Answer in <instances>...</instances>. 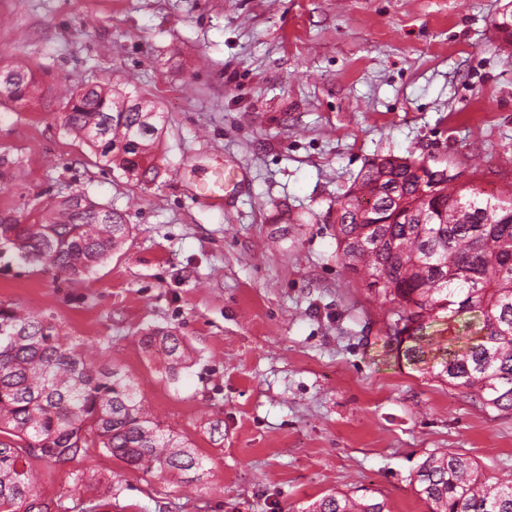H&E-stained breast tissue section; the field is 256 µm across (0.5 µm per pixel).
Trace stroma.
Here are the masks:
<instances>
[{"label":"stroma","instance_id":"stroma-1","mask_svg":"<svg viewBox=\"0 0 512 512\" xmlns=\"http://www.w3.org/2000/svg\"><path fill=\"white\" fill-rule=\"evenodd\" d=\"M512 0H0V64L47 91L0 100V218L33 222L79 193L130 233L90 274L0 262V302L54 318L134 382L204 460L160 479L94 450L35 462L67 512H299L343 492L429 512L413 479L433 453L512 479V411L410 365L392 303L336 257V202L374 160L409 157L512 192ZM132 85L164 116L159 175L96 164L62 125L60 88ZM239 173L223 205L215 170ZM191 356L175 379L139 338ZM87 479L74 485L72 474ZM142 347L152 355H159L164 363L165 373L176 377L189 360L187 347L182 336L164 328L149 329L140 338Z\"/></svg>","mask_w":512,"mask_h":512}]
</instances>
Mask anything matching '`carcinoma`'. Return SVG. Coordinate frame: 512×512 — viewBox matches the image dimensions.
Here are the masks:
<instances>
[{"mask_svg": "<svg viewBox=\"0 0 512 512\" xmlns=\"http://www.w3.org/2000/svg\"><path fill=\"white\" fill-rule=\"evenodd\" d=\"M0 76V98L30 104L38 89L24 67ZM162 115L129 92L77 85L64 103V126L94 150L96 163L137 182L158 175L155 148ZM428 167L387 157L359 173L336 201L337 256L367 287L397 304L408 345L404 357L424 364L448 386L476 393L483 405L512 411V198L451 186L442 178L424 189ZM379 207L389 224H368L362 206ZM129 225L114 212L66 199L37 224L0 221V257L81 277L106 261L126 239ZM444 326L440 335L428 332ZM0 512L26 502L50 506L32 471L33 461L68 464L92 448L157 477L202 469L179 435L145 412L121 370L90 366L78 344L50 320L0 302ZM174 377L189 360L183 337L164 328L140 338ZM417 493L430 512H512V479L491 481L479 465L455 453L421 464ZM305 512H390L383 501L330 494Z\"/></svg>", "mask_w": 512, "mask_h": 512, "instance_id": "obj_1", "label": "carcinoma"}]
</instances>
